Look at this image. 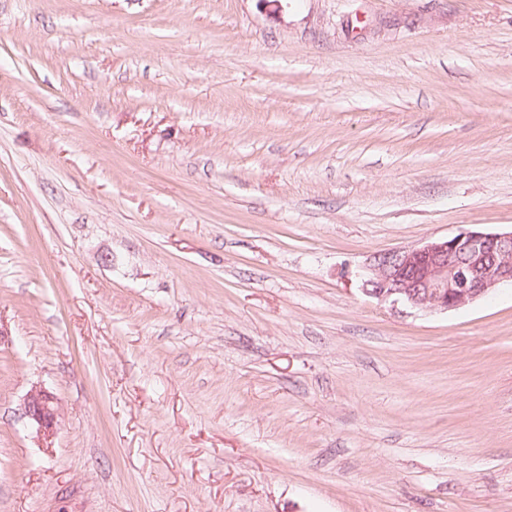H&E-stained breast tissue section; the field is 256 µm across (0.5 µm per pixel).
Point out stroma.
<instances>
[{
    "label": "stroma",
    "mask_w": 512,
    "mask_h": 512,
    "mask_svg": "<svg viewBox=\"0 0 512 512\" xmlns=\"http://www.w3.org/2000/svg\"><path fill=\"white\" fill-rule=\"evenodd\" d=\"M474 225L512 0H0V512H512V288L360 278ZM23 415L40 432L50 436L58 425V405L56 398L45 390H37L29 394L24 402Z\"/></svg>",
    "instance_id": "35a3bbf8"
}]
</instances>
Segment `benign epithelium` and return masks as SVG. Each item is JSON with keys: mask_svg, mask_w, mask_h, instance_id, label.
<instances>
[{"mask_svg": "<svg viewBox=\"0 0 512 512\" xmlns=\"http://www.w3.org/2000/svg\"><path fill=\"white\" fill-rule=\"evenodd\" d=\"M504 285L512 286V231L471 227L415 248L373 256L363 291L381 301L448 311ZM23 415L50 436L58 425L57 400L45 390L34 391L24 402Z\"/></svg>", "mask_w": 512, "mask_h": 512, "instance_id": "7a95c632", "label": "benign epithelium"}]
</instances>
